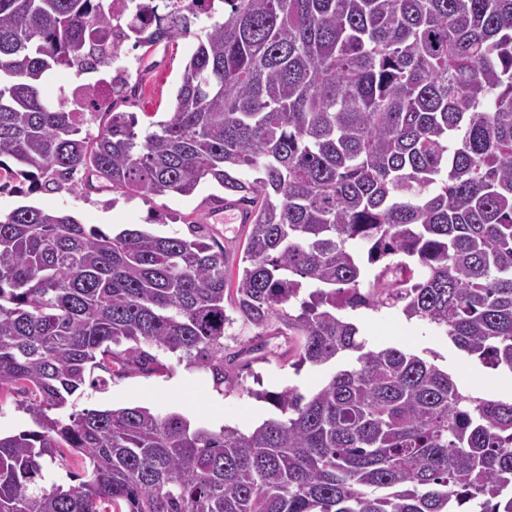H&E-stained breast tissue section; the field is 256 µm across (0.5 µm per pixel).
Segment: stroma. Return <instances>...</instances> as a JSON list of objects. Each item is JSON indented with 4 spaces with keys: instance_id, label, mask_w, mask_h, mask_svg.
<instances>
[{
    "instance_id": "35a3bbf8",
    "label": "stroma",
    "mask_w": 512,
    "mask_h": 512,
    "mask_svg": "<svg viewBox=\"0 0 512 512\" xmlns=\"http://www.w3.org/2000/svg\"><path fill=\"white\" fill-rule=\"evenodd\" d=\"M195 47V39L187 36L134 48L132 54L141 58L142 64L133 73L127 94L113 100V111L136 113L143 127L161 120L164 113L173 109V91ZM216 192V186L207 183L190 196L149 199L116 197L105 188L86 195L68 188L45 191L28 182H13L0 188V211L7 212L21 205L57 208L74 214L84 224L113 234L139 227L163 235H184L189 223L205 224L234 263L242 255L246 227L225 222L223 209L212 200ZM357 325L368 348L395 346L421 356H435L437 365L448 370L462 388L486 393L512 390V380L468 359L427 322L409 321L397 311L384 309L364 313ZM284 348L282 340H269L265 360L240 370L239 385L230 392L218 393L209 373L179 363L175 355L167 354L163 360L172 367L168 375H132L113 379L103 390L85 389L83 394L74 396L71 410L78 413L146 406L162 416L180 413L193 425L212 430L225 425L251 429L273 412L270 404L255 398V391L296 387L308 394L317 390L333 371L329 365H307L294 370L281 356Z\"/></svg>"
}]
</instances>
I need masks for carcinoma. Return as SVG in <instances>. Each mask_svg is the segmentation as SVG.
I'll list each match as a JSON object with an SVG mask.
<instances>
[{
    "instance_id": "carcinoma-1",
    "label": "carcinoma",
    "mask_w": 512,
    "mask_h": 512,
    "mask_svg": "<svg viewBox=\"0 0 512 512\" xmlns=\"http://www.w3.org/2000/svg\"><path fill=\"white\" fill-rule=\"evenodd\" d=\"M112 2L0 0V177L155 197L210 179L249 232L232 266L202 224L0 213V397L34 424L0 435V512H512V393L368 349L355 321L394 309L512 376V0H222L193 33L194 0L153 25L197 46L147 129L42 95L112 68ZM237 322L298 370L356 363L255 393L275 412L246 431L65 414L85 385L171 372L152 349L234 388L266 348L224 354ZM74 462L78 483L46 480Z\"/></svg>"
}]
</instances>
